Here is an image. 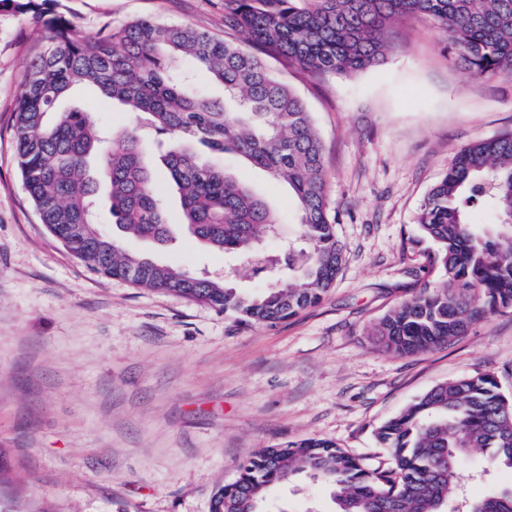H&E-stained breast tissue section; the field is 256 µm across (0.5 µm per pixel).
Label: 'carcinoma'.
I'll list each match as a JSON object with an SVG mask.
<instances>
[{
    "label": "carcinoma",
    "instance_id": "carcinoma-1",
    "mask_svg": "<svg viewBox=\"0 0 512 512\" xmlns=\"http://www.w3.org/2000/svg\"><path fill=\"white\" fill-rule=\"evenodd\" d=\"M9 2L50 31L13 110L18 165L41 223L94 272L246 324H274L318 304L343 264L312 113L267 59L314 75L360 72L390 50L394 24L415 15L448 34L454 60L472 76L512 73V0H224V27L235 42L147 18L87 38L54 10L59 0ZM199 72L223 87L224 98L200 92ZM85 85L125 106L133 125L108 140L89 113L61 110V100ZM147 133L167 142L159 166L190 235L214 251L244 255L270 287L246 293L230 279L191 275L97 232L104 184L118 231L159 246L172 241L166 198L144 156ZM226 154L288 183L305 250L288 247L283 264L268 258L259 243L280 219L224 169ZM481 205L495 210L496 223L470 220V208ZM419 230L435 245L427 273L436 279L372 324L368 335L386 353L436 349L484 315L512 311V135L456 154L422 205ZM376 439L389 457L384 469L324 438L256 450L216 491L211 512H262L271 490L302 471L322 479L334 512H447L468 456L512 469V397L492 373L446 381L380 426ZM467 512H512V487L486 493Z\"/></svg>",
    "mask_w": 512,
    "mask_h": 512
}]
</instances>
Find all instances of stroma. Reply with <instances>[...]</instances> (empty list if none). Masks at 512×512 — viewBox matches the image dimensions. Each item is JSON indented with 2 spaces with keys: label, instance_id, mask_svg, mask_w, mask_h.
Listing matches in <instances>:
<instances>
[{
  "label": "stroma",
  "instance_id": "obj_1",
  "mask_svg": "<svg viewBox=\"0 0 512 512\" xmlns=\"http://www.w3.org/2000/svg\"><path fill=\"white\" fill-rule=\"evenodd\" d=\"M81 32L138 18L224 37L222 0H61ZM49 44L31 14L0 0V512H210L258 448L312 437L387 467L374 432L433 386L478 372L512 396V312L474 323L447 346L396 356L367 331L422 286L421 206L462 148L512 133V74L473 78L444 31L406 16L374 67L282 77L314 118L345 261L317 306L285 322L245 325L179 296L89 271L41 223L19 173L12 111L29 62ZM119 129L132 118L91 86L63 101ZM299 235L286 184L228 156ZM125 247L194 275L233 273L260 289L247 260L177 234ZM465 498L512 486V471L465 465ZM269 512H331L302 473L272 490Z\"/></svg>",
  "mask_w": 512,
  "mask_h": 512
}]
</instances>
